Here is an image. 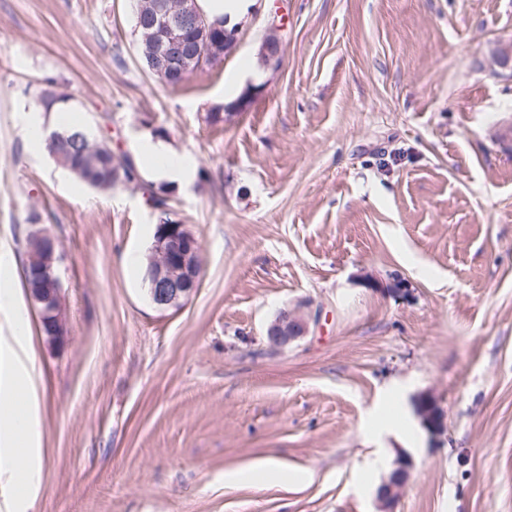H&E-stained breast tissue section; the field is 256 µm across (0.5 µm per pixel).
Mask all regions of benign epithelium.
Returning a JSON list of instances; mask_svg holds the SVG:
<instances>
[{
    "instance_id": "1",
    "label": "benign epithelium",
    "mask_w": 512,
    "mask_h": 512,
    "mask_svg": "<svg viewBox=\"0 0 512 512\" xmlns=\"http://www.w3.org/2000/svg\"><path fill=\"white\" fill-rule=\"evenodd\" d=\"M135 49L150 73L165 78L186 77L197 70V55L186 49V36L193 33L207 40L213 25L200 14L197 0H137ZM279 40L262 41L261 63L276 67L281 60ZM150 251L152 264L147 272L151 302L159 309L182 305L199 283L201 245L183 224L158 216L157 230ZM60 256L56 238L43 231L31 233V245L25 259L28 291L38 310L43 334L51 343L66 341L61 304V282L57 274ZM316 316L301 307L285 308L268 328L270 343L283 348L309 332ZM415 414L421 426L431 435L444 431V414L437 398L430 393L418 395ZM413 457L397 453L388 475L377 490L378 512H393L410 470Z\"/></svg>"
}]
</instances>
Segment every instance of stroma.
<instances>
[{
    "label": "stroma",
    "mask_w": 512,
    "mask_h": 512,
    "mask_svg": "<svg viewBox=\"0 0 512 512\" xmlns=\"http://www.w3.org/2000/svg\"><path fill=\"white\" fill-rule=\"evenodd\" d=\"M274 2L171 89L138 61L131 0H0V386L24 328L42 462L36 489L0 464V512H377L400 450L395 512H512V0ZM47 78L114 151L150 137L190 162L166 187L201 244L183 305L158 309L128 266L156 230L142 190H95L31 136L60 125ZM34 224L60 245L62 347L24 285ZM297 305L317 323L274 350ZM266 459L279 471H250ZM415 414L421 426L431 435L437 436L444 431V414L437 398L430 393L419 394L414 402ZM413 463V457L410 454L406 452L397 453L390 472L382 480L377 490L378 512L393 511L394 503L400 495Z\"/></svg>",
    "instance_id": "obj_1"
}]
</instances>
